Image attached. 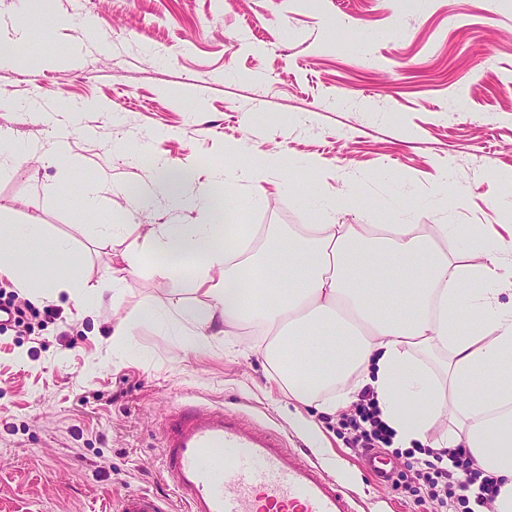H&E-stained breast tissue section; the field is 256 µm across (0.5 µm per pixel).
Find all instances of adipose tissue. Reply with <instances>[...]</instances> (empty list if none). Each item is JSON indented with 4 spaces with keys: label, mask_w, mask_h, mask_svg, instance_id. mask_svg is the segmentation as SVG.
<instances>
[{
    "label": "adipose tissue",
    "mask_w": 512,
    "mask_h": 512,
    "mask_svg": "<svg viewBox=\"0 0 512 512\" xmlns=\"http://www.w3.org/2000/svg\"><path fill=\"white\" fill-rule=\"evenodd\" d=\"M146 196L188 199L199 224H160L142 248L160 253L175 275L193 261L174 292H198L174 306L170 321L192 330L191 343L211 348L257 329L254 348L296 407L293 424L314 444L323 435L304 415L336 413L360 391L375 394L393 445L437 451L463 448L498 492L494 512H512V279L500 271L504 244L494 230L454 224H334L336 201L324 199L325 224H227L206 188L187 195L184 172L162 161ZM0 275L29 287L35 264L48 287L101 297L100 288L61 277L63 244L36 225L8 231ZM463 241L465 260L448 253ZM36 247L20 256L16 242ZM448 418L436 432L440 418Z\"/></svg>",
    "instance_id": "obj_1"
}]
</instances>
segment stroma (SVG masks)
<instances>
[{"label": "stroma", "mask_w": 512, "mask_h": 512, "mask_svg": "<svg viewBox=\"0 0 512 512\" xmlns=\"http://www.w3.org/2000/svg\"><path fill=\"white\" fill-rule=\"evenodd\" d=\"M43 6L92 29L46 30ZM17 14L32 21L0 66V140L19 153L0 163V215L43 225L87 284L134 255L141 225L202 221L178 203L138 206L161 157L214 197L232 192L243 224H319V198L333 195L340 224L512 225L499 178L512 168V0H0V19ZM45 54L61 64L25 67ZM62 141L80 168L54 159ZM274 154L282 163L267 167ZM312 157L319 170L306 169ZM242 163L265 181L239 178ZM92 184V212L59 194ZM442 191L465 205L442 204ZM105 224L121 235L102 239ZM171 287L151 258L117 306L107 290L34 296L0 276V297L34 310L27 329L0 334V512H113L127 488L182 512L160 477L161 425L189 403L234 410L348 473L364 512H461L412 482L419 455L393 454L392 481H375L352 444L357 406L314 413L323 446H312L251 336L198 350L144 318L170 307ZM120 316L139 317L132 335H113Z\"/></svg>", "instance_id": "obj_1"}]
</instances>
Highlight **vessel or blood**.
Returning a JSON list of instances; mask_svg holds the SVG:
<instances>
[{
	"mask_svg": "<svg viewBox=\"0 0 512 512\" xmlns=\"http://www.w3.org/2000/svg\"><path fill=\"white\" fill-rule=\"evenodd\" d=\"M162 434L161 477L185 512H358L355 495L288 448L284 435L233 410H181L165 417ZM115 512H166V504L129 490Z\"/></svg>",
	"mask_w": 512,
	"mask_h": 512,
	"instance_id": "b4317fda",
	"label": "vessel or blood"
}]
</instances>
